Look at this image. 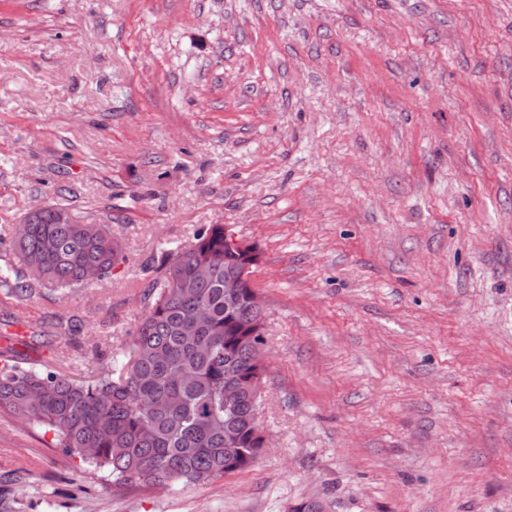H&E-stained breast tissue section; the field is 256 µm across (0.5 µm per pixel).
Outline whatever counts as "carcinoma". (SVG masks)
<instances>
[{
	"instance_id": "cac0c4a2",
	"label": "carcinoma",
	"mask_w": 512,
	"mask_h": 512,
	"mask_svg": "<svg viewBox=\"0 0 512 512\" xmlns=\"http://www.w3.org/2000/svg\"><path fill=\"white\" fill-rule=\"evenodd\" d=\"M22 272L0 284L24 296L109 275L123 249L108 224H78L60 205L15 228ZM224 225L199 230L186 250L166 254L148 284L149 303L125 361L89 379L0 364V410L53 433L55 447L105 471L116 487H166L252 468L259 456L261 397L224 388L263 371L261 336L240 331L254 313L242 298L224 311Z\"/></svg>"
}]
</instances>
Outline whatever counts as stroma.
I'll use <instances>...</instances> for the list:
<instances>
[{
    "mask_svg": "<svg viewBox=\"0 0 512 512\" xmlns=\"http://www.w3.org/2000/svg\"><path fill=\"white\" fill-rule=\"evenodd\" d=\"M46 203L126 259L0 287V336L88 377L163 253L255 244L249 470L113 487L0 410V512H512V0H0V268Z\"/></svg>",
    "mask_w": 512,
    "mask_h": 512,
    "instance_id": "1",
    "label": "stroma"
}]
</instances>
